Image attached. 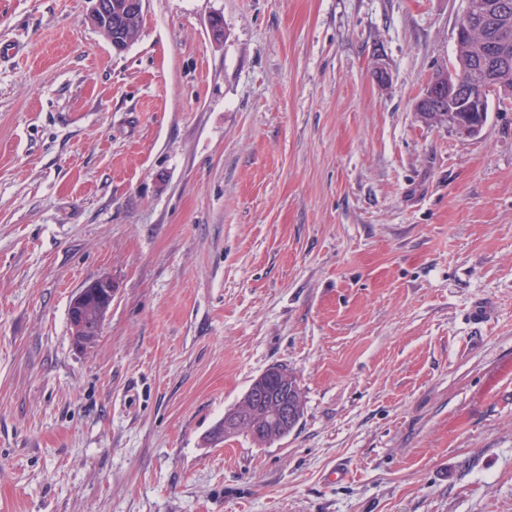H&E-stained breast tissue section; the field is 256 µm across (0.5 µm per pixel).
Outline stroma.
Wrapping results in <instances>:
<instances>
[{
	"instance_id": "stroma-1",
	"label": "stroma",
	"mask_w": 512,
	"mask_h": 512,
	"mask_svg": "<svg viewBox=\"0 0 512 512\" xmlns=\"http://www.w3.org/2000/svg\"><path fill=\"white\" fill-rule=\"evenodd\" d=\"M463 8L0 0V512H512V111L415 110ZM276 365L294 432L209 441ZM90 21L100 32H104L117 52L124 51L130 22L143 17L144 0H92ZM111 306L112 281L107 277L89 282L75 294L69 303L74 344L82 347L100 332Z\"/></svg>"
}]
</instances>
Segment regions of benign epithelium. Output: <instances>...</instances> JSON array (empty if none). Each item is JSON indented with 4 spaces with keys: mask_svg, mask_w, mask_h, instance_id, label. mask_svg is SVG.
Instances as JSON below:
<instances>
[{
    "mask_svg": "<svg viewBox=\"0 0 512 512\" xmlns=\"http://www.w3.org/2000/svg\"><path fill=\"white\" fill-rule=\"evenodd\" d=\"M465 7L456 26L455 42H460L475 27L489 23L503 25L512 16V0L483 3L481 0H464ZM144 0H92L90 21L108 36L117 52L128 46L126 39L130 22L143 16ZM481 61L487 91L504 110H512V86L498 79L500 71L507 69L509 59L496 42L484 45ZM422 112H467L470 120L454 122L453 130L462 136H475L484 125V98L476 95L471 84L451 69L448 81L431 82L417 102ZM112 306V281L107 277L93 280L81 288L69 303L70 328L74 344L84 346L98 334L107 312ZM286 380V372L272 368L258 376L247 392L245 403L251 408H241L224 413V423L213 431L215 440L237 431L242 425L261 437L268 432L281 434L293 429L300 418V403L296 398L271 393L270 387Z\"/></svg>",
    "mask_w": 512,
    "mask_h": 512,
    "instance_id": "benign-epithelium-1",
    "label": "benign epithelium"
}]
</instances>
